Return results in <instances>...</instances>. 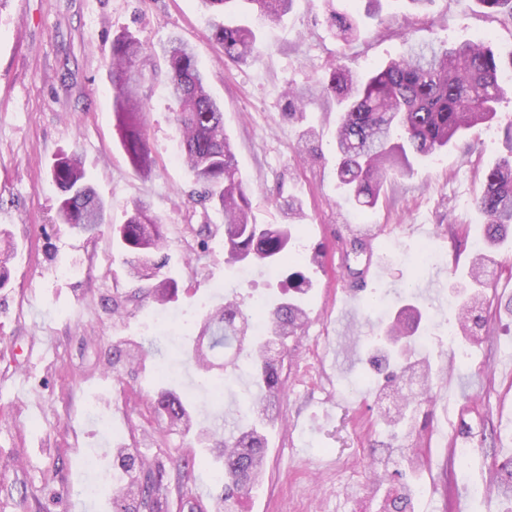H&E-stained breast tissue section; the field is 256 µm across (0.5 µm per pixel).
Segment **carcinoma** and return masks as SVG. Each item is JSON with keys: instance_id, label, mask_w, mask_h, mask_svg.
Instances as JSON below:
<instances>
[{"instance_id": "1", "label": "carcinoma", "mask_w": 512, "mask_h": 512, "mask_svg": "<svg viewBox=\"0 0 512 512\" xmlns=\"http://www.w3.org/2000/svg\"><path fill=\"white\" fill-rule=\"evenodd\" d=\"M294 0H200L210 13L214 35L233 62L252 64L260 60L265 46L246 25L226 19V11L245 6L264 20L277 22L291 10ZM327 20L342 40L361 36L353 12L323 0ZM488 37L449 43L412 44L385 66L365 76L345 63L329 68L318 81L319 93L340 107L334 137L336 180L344 194L359 208L377 205L384 185L412 171V161L442 152L455 145L471 129L490 124L507 94L502 80L508 61L500 59L487 45ZM146 52L145 44L125 32L112 39L109 77L114 90L113 112L121 147L134 170L147 178L154 160L147 146L142 117L146 109L141 93L142 74L136 62ZM170 78L167 90L178 104L176 121L180 129V157L200 184L205 199L224 214L225 262L271 263L288 268L299 263L288 224H259L252 215V201L239 174L230 137L224 129V112L207 90V76L201 70L192 47L173 37L161 47ZM52 179L60 190L57 217L77 234H95L107 223L106 209L86 181L75 155H61ZM485 220L482 247L472 251L468 276L472 287L462 288L457 332L481 326L485 310L487 273L493 263L491 250L507 241L505 225L512 224V125H508L505 153L485 174L484 189L474 201ZM126 252L133 277L153 269L160 273L167 261H155L152 252L162 248L166 225L153 215L147 204L137 201L123 224L112 228ZM176 294V281L164 278L155 287V301L165 306ZM307 313L293 297L274 305L268 312L266 329L247 335L249 316L232 299L208 311L204 333L210 334L214 351L234 343L250 346L248 376L260 387L252 401L247 420L220 440L224 448V512H234L238 499L259 481L263 467L265 431L283 397L281 362L268 352H283L289 337L302 330ZM422 314L406 305L382 329L379 348L399 357L416 350V333ZM158 410L166 419L191 430L195 419L191 406L176 393L161 390ZM146 473L137 484L116 487L112 498L115 512H155L163 493V476L144 463Z\"/></svg>"}]
</instances>
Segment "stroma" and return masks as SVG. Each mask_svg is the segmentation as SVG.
Instances as JSON below:
<instances>
[{
  "label": "stroma",
  "instance_id": "stroma-1",
  "mask_svg": "<svg viewBox=\"0 0 512 512\" xmlns=\"http://www.w3.org/2000/svg\"><path fill=\"white\" fill-rule=\"evenodd\" d=\"M404 21L416 42L489 35L498 55L512 53V20L477 0H434L424 16L407 0H386L381 20H366L348 44L337 40L321 0H295L278 23L253 17L266 51L252 65L225 61L195 0H10L0 10V229L16 247L0 290V512H112L108 490L84 489L98 470H120L123 451L163 471L162 512H198L199 498L214 512L224 495L205 464L212 449L155 412L160 370L177 362L174 387L193 402L200 426H231L246 403L242 382H226L223 360L206 371L186 354L204 325L200 304L229 297L247 310L255 297L287 296L288 280L285 270L271 276L256 265L245 282L224 261V216L200 200L179 154L159 51L173 36L193 46L224 110L257 222H296L300 268L314 282L303 298L306 324L284 354L287 396L266 432L262 484L238 512H382L388 489L408 483L426 485L429 495L406 512H512V498L499 491L474 495L512 460V239L494 254L487 322L466 363H452L438 327L482 234L472 202L504 150L512 100L469 134L470 150L416 162L376 207L359 210L336 181L338 108L312 91L339 58L364 74L401 53L393 30ZM123 32L151 48L138 63L155 160L147 180L126 157L112 112L107 65ZM291 88L305 95L299 122L283 115ZM309 127L318 138L306 144L300 133ZM73 152L110 207L109 225L95 235L55 222L60 191L51 169ZM137 200L167 226L163 273L178 283L167 306L175 342L157 334L152 281L130 278L112 238ZM289 201L300 206L293 219L283 208ZM368 231L377 235V272L351 300L345 289L363 266L353 248ZM410 302L429 336L421 352L432 396L402 420L387 409L396 385L378 378L369 339ZM465 441L473 457L462 472L453 450Z\"/></svg>",
  "mask_w": 512,
  "mask_h": 512
}]
</instances>
